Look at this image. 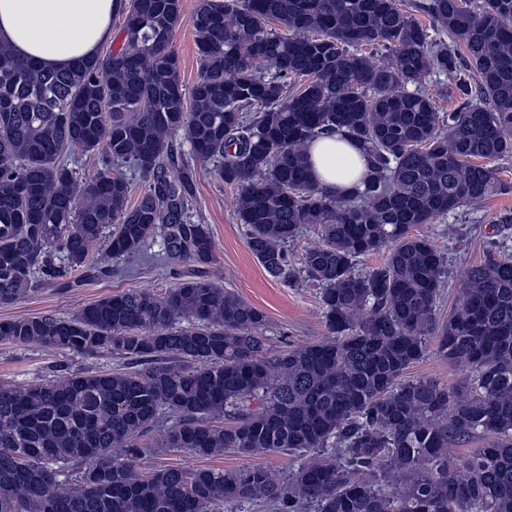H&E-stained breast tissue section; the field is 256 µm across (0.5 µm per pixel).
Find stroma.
Listing matches in <instances>:
<instances>
[{"label": "stroma", "mask_w": 512, "mask_h": 512, "mask_svg": "<svg viewBox=\"0 0 512 512\" xmlns=\"http://www.w3.org/2000/svg\"><path fill=\"white\" fill-rule=\"evenodd\" d=\"M182 4L183 20L173 33L171 48L179 58L180 80L188 90L200 68L190 23L200 0H182ZM495 166L501 179L510 183V190L495 192L479 206L457 210L448 218L416 228L446 258L445 287L436 308L439 319H447L453 312L471 267L484 263L493 251L512 254V224L501 221L502 216L512 215V158L498 160ZM236 194V188L216 174L203 171L197 177L189 220L208 225L215 245L213 263L198 265L168 259L163 239L157 235L147 240L138 258L112 259L108 269L101 272L81 268L67 274V287L43 285L15 302L0 304V321L42 315L68 317L79 305L116 292L145 288L161 294L182 279L203 277L221 281L226 289L267 314L263 334L272 350L325 338L317 286L303 278L276 280L265 272L248 247L246 227L236 218ZM126 365V360L110 354L85 356L0 341V380L18 385L48 380L64 370H115ZM208 464L227 470L263 465L285 478L296 469L298 460L285 454L248 456L228 451L209 459Z\"/></svg>", "instance_id": "stroma-1"}]
</instances>
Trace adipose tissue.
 Instances as JSON below:
<instances>
[{"mask_svg":"<svg viewBox=\"0 0 512 512\" xmlns=\"http://www.w3.org/2000/svg\"><path fill=\"white\" fill-rule=\"evenodd\" d=\"M120 0H0V44L46 69L98 56L112 36ZM312 175L330 193L362 189L368 173L362 152L339 136L317 138L309 148Z\"/></svg>","mask_w":512,"mask_h":512,"instance_id":"ef3b65f1","label":"adipose tissue"}]
</instances>
